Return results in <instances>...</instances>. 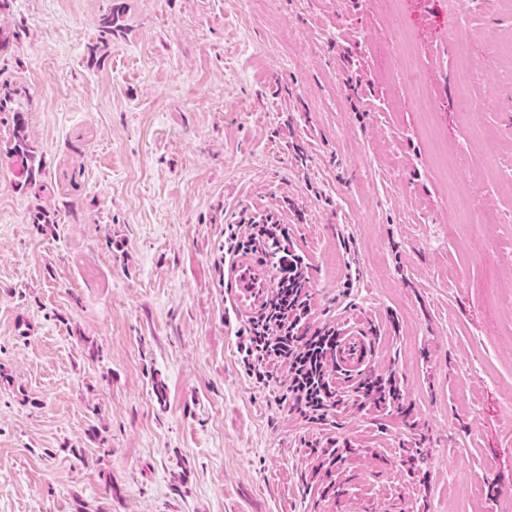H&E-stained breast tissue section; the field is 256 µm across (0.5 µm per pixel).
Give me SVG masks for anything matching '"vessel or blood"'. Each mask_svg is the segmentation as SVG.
<instances>
[{
	"label": "vessel or blood",
	"mask_w": 512,
	"mask_h": 512,
	"mask_svg": "<svg viewBox=\"0 0 512 512\" xmlns=\"http://www.w3.org/2000/svg\"><path fill=\"white\" fill-rule=\"evenodd\" d=\"M227 280L230 304L239 319L259 314L274 287L267 264L252 254L238 255L230 260ZM374 354L375 344L365 328L350 324L338 339L334 363L344 378L351 379L370 368Z\"/></svg>",
	"instance_id": "vessel-or-blood-1"
}]
</instances>
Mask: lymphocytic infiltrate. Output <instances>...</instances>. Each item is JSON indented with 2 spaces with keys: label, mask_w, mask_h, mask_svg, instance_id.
I'll list each match as a JSON object with an SVG mask.
<instances>
[{
  "label": "lymphocytic infiltrate",
  "mask_w": 512,
  "mask_h": 512,
  "mask_svg": "<svg viewBox=\"0 0 512 512\" xmlns=\"http://www.w3.org/2000/svg\"><path fill=\"white\" fill-rule=\"evenodd\" d=\"M257 252L269 259L279 278L265 310L237 331L242 362L256 380L269 381L266 366L275 361L288 370V389L300 414L311 423L324 421L337 404L329 374L338 329L309 330L311 294L306 286L305 261L288 241L280 224H253L249 229L229 224L224 230V254Z\"/></svg>",
  "instance_id": "f902f5d3"
}]
</instances>
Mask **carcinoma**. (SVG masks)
<instances>
[{
    "label": "carcinoma",
    "instance_id": "1",
    "mask_svg": "<svg viewBox=\"0 0 512 512\" xmlns=\"http://www.w3.org/2000/svg\"><path fill=\"white\" fill-rule=\"evenodd\" d=\"M124 6L121 3L110 5L99 20L100 41L107 44L112 33L119 28L118 21L123 17ZM17 90L10 83L0 84V112L14 113L12 146L7 149L9 163L17 178L16 188L24 190L37 183L43 173V161L28 143L27 125L21 112L14 107Z\"/></svg>",
    "mask_w": 512,
    "mask_h": 512
}]
</instances>
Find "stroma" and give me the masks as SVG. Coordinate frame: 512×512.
<instances>
[{"label":"stroma","instance_id":"35a3bbf8","mask_svg":"<svg viewBox=\"0 0 512 512\" xmlns=\"http://www.w3.org/2000/svg\"><path fill=\"white\" fill-rule=\"evenodd\" d=\"M123 3L97 62L109 0L0 11L45 160L16 189L1 112L0 512H512V81L488 53L512 0ZM268 217L305 257L308 326H365L398 401L339 378L310 423L285 367L248 373L224 228Z\"/></svg>","mask_w":512,"mask_h":512}]
</instances>
